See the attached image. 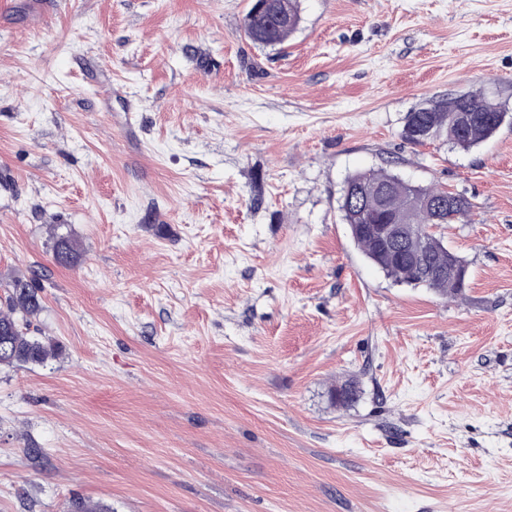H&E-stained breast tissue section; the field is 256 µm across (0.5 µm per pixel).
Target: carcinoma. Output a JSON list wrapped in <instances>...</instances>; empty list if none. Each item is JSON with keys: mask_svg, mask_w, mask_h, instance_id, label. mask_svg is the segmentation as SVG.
I'll list each match as a JSON object with an SVG mask.
<instances>
[{"mask_svg": "<svg viewBox=\"0 0 512 512\" xmlns=\"http://www.w3.org/2000/svg\"><path fill=\"white\" fill-rule=\"evenodd\" d=\"M265 8L250 7L244 18V34L263 47L282 45L301 22L300 0H265ZM469 114L466 134L458 135L460 113ZM511 117L504 106L481 103L470 94L432 100L406 116L402 135L412 144H422L444 136L456 149L468 151L495 134L499 126L487 117ZM472 204L464 195L448 202V190L412 185L386 168L358 172L346 180L340 210L347 224H406L408 231L399 249L413 255L402 262L383 247L379 238L367 231L355 242L369 261L396 282L423 285L444 298L464 294L460 273L469 272L458 254H450L438 237L425 234L431 225L454 224L466 219ZM53 258L64 267L80 260L77 243L70 235L57 234ZM42 286L34 280L15 279L0 299V366L43 364L61 353L52 340L28 335L31 318L42 309ZM358 396L354 380L346 381L330 392L331 400L349 406Z\"/></svg>", "mask_w": 512, "mask_h": 512, "instance_id": "carcinoma-1", "label": "carcinoma"}]
</instances>
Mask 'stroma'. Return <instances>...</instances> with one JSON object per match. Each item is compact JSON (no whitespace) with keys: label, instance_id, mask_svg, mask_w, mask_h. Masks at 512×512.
<instances>
[{"label":"stroma","instance_id":"1","mask_svg":"<svg viewBox=\"0 0 512 512\" xmlns=\"http://www.w3.org/2000/svg\"><path fill=\"white\" fill-rule=\"evenodd\" d=\"M249 4L0 0V295L39 281L62 347L0 367V512H512V125L402 137L432 98L512 108V0H300L274 48ZM381 167L469 198L436 229L463 297L353 242ZM53 258L55 262L64 267H71L80 260L77 243L70 235L56 234L53 242Z\"/></svg>","mask_w":512,"mask_h":512}]
</instances>
